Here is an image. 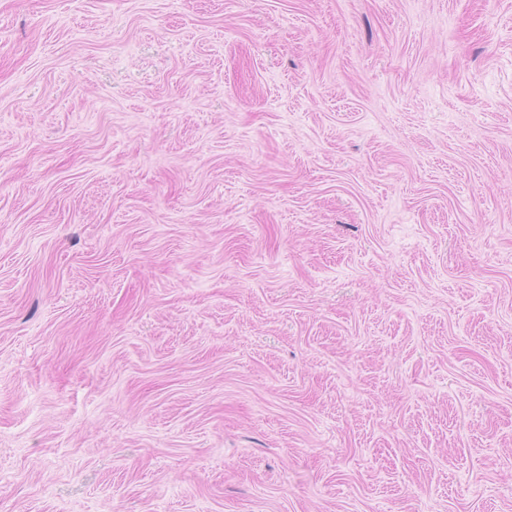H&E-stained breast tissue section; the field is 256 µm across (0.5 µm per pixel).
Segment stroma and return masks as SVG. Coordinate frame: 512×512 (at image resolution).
Segmentation results:
<instances>
[{
    "mask_svg": "<svg viewBox=\"0 0 512 512\" xmlns=\"http://www.w3.org/2000/svg\"><path fill=\"white\" fill-rule=\"evenodd\" d=\"M0 512H512V0H0Z\"/></svg>",
    "mask_w": 512,
    "mask_h": 512,
    "instance_id": "stroma-1",
    "label": "stroma"
}]
</instances>
